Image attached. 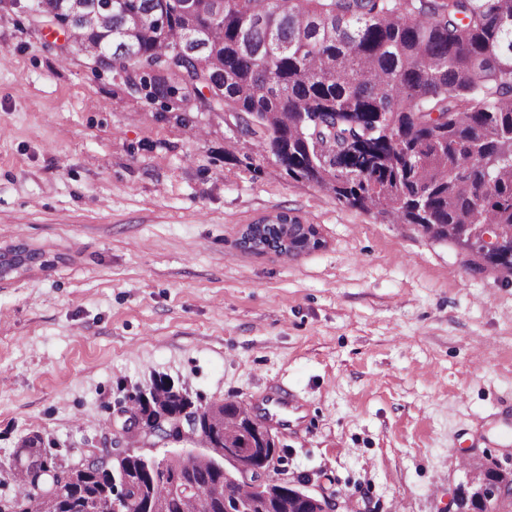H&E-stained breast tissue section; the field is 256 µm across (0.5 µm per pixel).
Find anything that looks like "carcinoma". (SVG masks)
<instances>
[{
  "label": "carcinoma",
  "mask_w": 512,
  "mask_h": 512,
  "mask_svg": "<svg viewBox=\"0 0 512 512\" xmlns=\"http://www.w3.org/2000/svg\"><path fill=\"white\" fill-rule=\"evenodd\" d=\"M180 0H85L87 18L63 0L32 11L64 28L126 89L181 112L229 113L238 130L270 150L288 176L396 224L450 230L512 225V0H223V16L181 13ZM142 28L123 37L130 15ZM262 248L300 253L320 246L316 229L281 214L263 224ZM512 277V257L482 258ZM137 400L132 418L149 425L193 405L165 382ZM195 406V405H193ZM224 437L244 445L242 403L222 402ZM14 462L31 490L20 512L58 495L55 512H109L114 491L126 512L150 500L163 512H224L219 499L191 500L176 480L204 483L224 457L178 454L166 474L126 453L118 470L65 469L42 454ZM126 474L123 488L112 476Z\"/></svg>",
  "instance_id": "obj_1"
}]
</instances>
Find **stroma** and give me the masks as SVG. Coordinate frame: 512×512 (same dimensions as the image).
Masks as SVG:
<instances>
[{"instance_id": "obj_1", "label": "stroma", "mask_w": 512, "mask_h": 512, "mask_svg": "<svg viewBox=\"0 0 512 512\" xmlns=\"http://www.w3.org/2000/svg\"><path fill=\"white\" fill-rule=\"evenodd\" d=\"M31 0H0V501L24 446L162 462L124 430L157 380L195 404L296 394L268 477L337 512H443L458 459L512 467V282L414 224L336 200L220 112H166ZM285 212L319 248H246Z\"/></svg>"}]
</instances>
